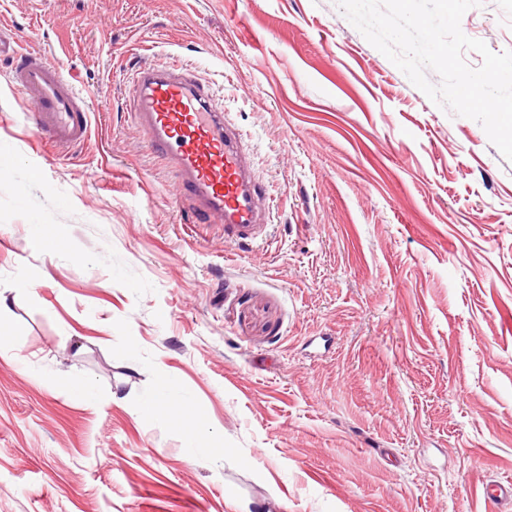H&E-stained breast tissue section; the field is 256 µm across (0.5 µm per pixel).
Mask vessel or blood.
Instances as JSON below:
<instances>
[{
    "mask_svg": "<svg viewBox=\"0 0 512 512\" xmlns=\"http://www.w3.org/2000/svg\"><path fill=\"white\" fill-rule=\"evenodd\" d=\"M15 85L32 106L34 126L56 145L85 140L89 115L63 70L44 56L19 52ZM136 115L148 145L177 170L181 192L223 226L225 242H256L271 214V199L256 182L242 139L224 106L196 78L192 65L178 69L140 65L131 79Z\"/></svg>",
    "mask_w": 512,
    "mask_h": 512,
    "instance_id": "obj_1",
    "label": "vessel or blood"
}]
</instances>
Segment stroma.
Listing matches in <instances>:
<instances>
[{"instance_id": "1", "label": "stroma", "mask_w": 512, "mask_h": 512, "mask_svg": "<svg viewBox=\"0 0 512 512\" xmlns=\"http://www.w3.org/2000/svg\"><path fill=\"white\" fill-rule=\"evenodd\" d=\"M460 26L512 50V0ZM2 34L90 130L58 154L0 57V512H512L480 493L512 480V161L478 122L336 0H0ZM140 59L222 97L274 199L251 249L149 152ZM163 383L196 438L144 411Z\"/></svg>"}]
</instances>
